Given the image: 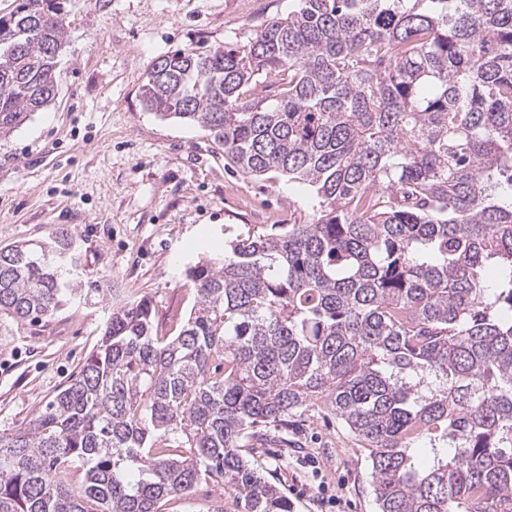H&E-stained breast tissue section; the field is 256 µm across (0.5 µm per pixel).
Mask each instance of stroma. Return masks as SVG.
Instances as JSON below:
<instances>
[{
  "instance_id": "obj_1",
  "label": "stroma",
  "mask_w": 512,
  "mask_h": 512,
  "mask_svg": "<svg viewBox=\"0 0 512 512\" xmlns=\"http://www.w3.org/2000/svg\"><path fill=\"white\" fill-rule=\"evenodd\" d=\"M291 0H70V41L56 69L57 94L0 140V248L49 241L66 229L83 278L100 291L54 315L20 321L0 313V433L25 425L78 374L113 309L148 300L158 335H177L195 285L187 269L236 234L303 224L310 187L271 171L244 174L203 128L148 112L146 70L193 48L245 43ZM243 456L292 500L295 512H328L319 486L344 512H377L368 452L313 401ZM241 512L222 483L166 503L164 512Z\"/></svg>"
}]
</instances>
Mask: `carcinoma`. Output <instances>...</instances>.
<instances>
[{"label":"carcinoma","mask_w":512,"mask_h":512,"mask_svg":"<svg viewBox=\"0 0 512 512\" xmlns=\"http://www.w3.org/2000/svg\"><path fill=\"white\" fill-rule=\"evenodd\" d=\"M294 2L245 44L159 58L141 98L318 208L191 267L176 336L144 299L112 310L0 434V512H160L209 481L294 512L240 449L318 396L368 451L378 512H512V0ZM64 10L0 15V139L56 96ZM97 291L65 231L0 248V313Z\"/></svg>","instance_id":"1"}]
</instances>
